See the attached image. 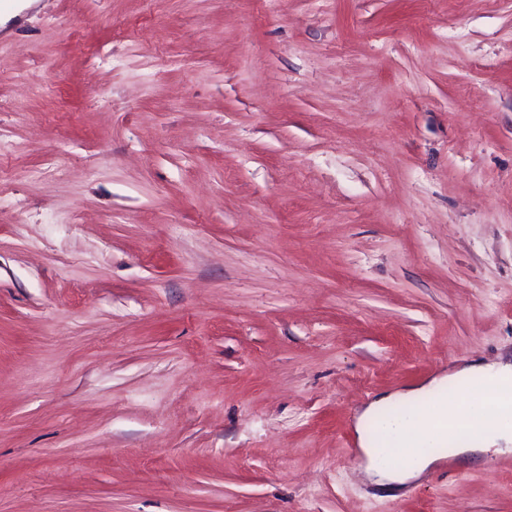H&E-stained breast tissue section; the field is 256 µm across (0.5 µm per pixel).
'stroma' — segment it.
<instances>
[{
	"instance_id": "stroma-1",
	"label": "stroma",
	"mask_w": 512,
	"mask_h": 512,
	"mask_svg": "<svg viewBox=\"0 0 512 512\" xmlns=\"http://www.w3.org/2000/svg\"><path fill=\"white\" fill-rule=\"evenodd\" d=\"M22 8L0 512H512V452L398 492L355 429L512 352V0ZM448 375L443 374L431 379L427 384L418 387L409 388L403 391H397L379 396L370 402L360 413L358 417L356 431L359 440V455L363 461L365 473L373 479L374 483L381 487L391 489L401 488L407 483L420 478L423 474L430 471L440 459V456L431 451H418L415 460L410 465H400L394 469H381L390 464L391 455L389 448L383 446L382 435L378 440L377 463L375 460L376 437L371 433H365L364 423L388 405H397L411 400H420L424 395H437L439 388L447 385Z\"/></svg>"
}]
</instances>
